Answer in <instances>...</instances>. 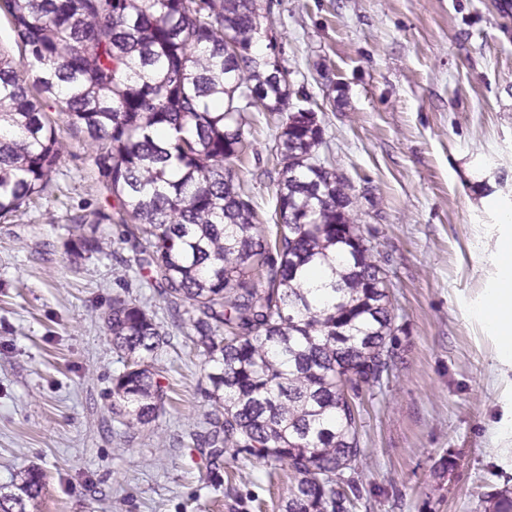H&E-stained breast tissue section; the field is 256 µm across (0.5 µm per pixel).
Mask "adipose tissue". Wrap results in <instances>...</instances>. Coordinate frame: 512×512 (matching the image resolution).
Returning <instances> with one entry per match:
<instances>
[{
  "mask_svg": "<svg viewBox=\"0 0 512 512\" xmlns=\"http://www.w3.org/2000/svg\"><path fill=\"white\" fill-rule=\"evenodd\" d=\"M491 257L497 278L476 314L496 340L497 361L512 367V234L497 239Z\"/></svg>",
  "mask_w": 512,
  "mask_h": 512,
  "instance_id": "obj_1",
  "label": "adipose tissue"
}]
</instances>
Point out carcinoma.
<instances>
[{"label":"carcinoma","mask_w":512,"mask_h":512,"mask_svg":"<svg viewBox=\"0 0 512 512\" xmlns=\"http://www.w3.org/2000/svg\"><path fill=\"white\" fill-rule=\"evenodd\" d=\"M27 55L0 53V219L50 193L62 156L39 98L98 143L121 241L141 259L209 368L212 409L197 445L287 463L283 512H350L364 456L360 409L345 392L395 367L389 289L352 209L351 185L319 153L323 129L295 107L291 72L252 54L258 0H0ZM248 92L261 103L246 105ZM281 116L273 227L235 183L242 114ZM332 271L329 298L303 287ZM127 360L112 413L154 421L166 393L154 360L168 344L120 295L105 317ZM44 489L33 468L0 488V512H27ZM512 512V491L482 496Z\"/></svg>","instance_id":"carcinoma-1"}]
</instances>
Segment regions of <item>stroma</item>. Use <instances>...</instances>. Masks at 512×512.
<instances>
[{
  "label": "stroma",
  "instance_id": "obj_1",
  "mask_svg": "<svg viewBox=\"0 0 512 512\" xmlns=\"http://www.w3.org/2000/svg\"><path fill=\"white\" fill-rule=\"evenodd\" d=\"M253 47L290 72L314 109L321 153L352 186L387 276L396 365L362 388L366 455L354 512H483L512 488V371L475 309L512 210V0H259ZM278 117L243 115L235 162L257 220L275 221ZM53 192L0 220V486L35 467L38 512H280L293 482L247 452L211 456L193 433L210 409L207 369L135 254L109 224L78 249L73 215L114 211L88 134L59 120ZM486 197L487 206L477 205ZM136 300L169 343L159 416L112 413L124 365L104 317Z\"/></svg>",
  "mask_w": 512,
  "mask_h": 512
}]
</instances>
